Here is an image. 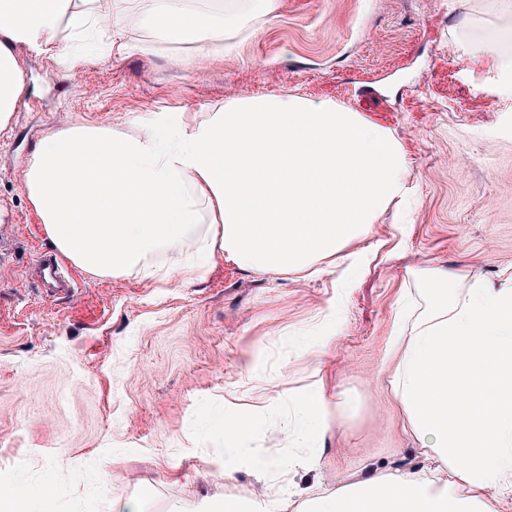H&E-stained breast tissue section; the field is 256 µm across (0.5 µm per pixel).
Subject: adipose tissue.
Instances as JSON below:
<instances>
[{"instance_id": "adipose-tissue-1", "label": "adipose tissue", "mask_w": 512, "mask_h": 512, "mask_svg": "<svg viewBox=\"0 0 512 512\" xmlns=\"http://www.w3.org/2000/svg\"><path fill=\"white\" fill-rule=\"evenodd\" d=\"M165 42L206 47L227 22L198 0H140ZM103 20L100 0H0V128L24 91L22 44L71 51ZM512 74V20L476 43ZM403 144L364 113L301 95L234 99L189 134L136 136L78 124L36 146L23 188L53 247L91 274L198 272L185 247L267 275L335 266L406 193ZM162 256L160 265L150 256ZM413 277L391 377L426 450L423 476L394 472L311 499L307 512H503L512 486V277L467 294L433 267Z\"/></svg>"}]
</instances>
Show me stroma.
<instances>
[{"instance_id": "35a3bbf8", "label": "stroma", "mask_w": 512, "mask_h": 512, "mask_svg": "<svg viewBox=\"0 0 512 512\" xmlns=\"http://www.w3.org/2000/svg\"><path fill=\"white\" fill-rule=\"evenodd\" d=\"M512 0H210L230 26L201 50L138 20L139 0H103L111 58L17 49L25 94L0 130V477L52 495L57 512H207L263 498L254 466L293 461L285 495L421 472L419 443L390 385L399 300L424 266L499 284L512 272V75L473 56ZM303 95L365 113L409 159L407 212L389 209L354 244L350 272L312 280L223 256L168 282L72 267L75 294L33 273L53 249L23 189L37 144L73 124L136 135L194 127L225 102ZM322 382L328 427L284 439ZM256 429L226 452L224 426ZM112 481L100 485L102 476Z\"/></svg>"}]
</instances>
